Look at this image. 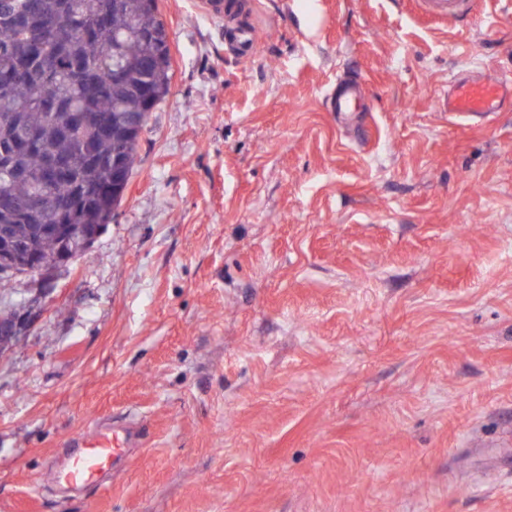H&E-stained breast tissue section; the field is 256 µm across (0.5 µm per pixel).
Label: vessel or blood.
<instances>
[{
  "mask_svg": "<svg viewBox=\"0 0 512 512\" xmlns=\"http://www.w3.org/2000/svg\"><path fill=\"white\" fill-rule=\"evenodd\" d=\"M420 7L440 19H464L469 16L473 0H419ZM251 7L249 0H200L201 10L211 19L226 24L229 49L243 59L257 52L258 36L255 28L240 25L238 18ZM365 97L363 83L355 77H342L336 81L335 93L329 94V109L333 112L353 111ZM512 103V74L496 79L478 76H460L448 89L445 107L451 113H470L485 116L501 111ZM78 454L72 456L62 472L69 482H91L100 471L111 465L120 453L123 441L109 428L92 434H80Z\"/></svg>",
  "mask_w": 512,
  "mask_h": 512,
  "instance_id": "b4317fda",
  "label": "vessel or blood"
}]
</instances>
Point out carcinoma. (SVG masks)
<instances>
[{
    "instance_id": "cac0c4a2",
    "label": "carcinoma",
    "mask_w": 512,
    "mask_h": 512,
    "mask_svg": "<svg viewBox=\"0 0 512 512\" xmlns=\"http://www.w3.org/2000/svg\"><path fill=\"white\" fill-rule=\"evenodd\" d=\"M163 26L154 0H0V228L62 274L59 238L40 232L30 211L51 158L73 163L71 179L49 193L79 195L70 223L91 231L112 223V157L133 172L146 128L144 88L163 104L173 67L169 45L152 38ZM23 129L40 146L19 140ZM15 279L0 274V326L17 315Z\"/></svg>"
}]
</instances>
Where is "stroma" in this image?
<instances>
[{"mask_svg": "<svg viewBox=\"0 0 512 512\" xmlns=\"http://www.w3.org/2000/svg\"><path fill=\"white\" fill-rule=\"evenodd\" d=\"M255 2L244 60L159 0L128 193L0 358V512H512V112L442 106L512 72V0ZM98 423L135 439L64 491ZM420 7L440 19H464L469 16L473 0H419ZM363 82L355 77H342L336 80V94L328 95L329 109L332 112H354V108L365 98Z\"/></svg>", "mask_w": 512, "mask_h": 512, "instance_id": "obj_1", "label": "stroma"}]
</instances>
